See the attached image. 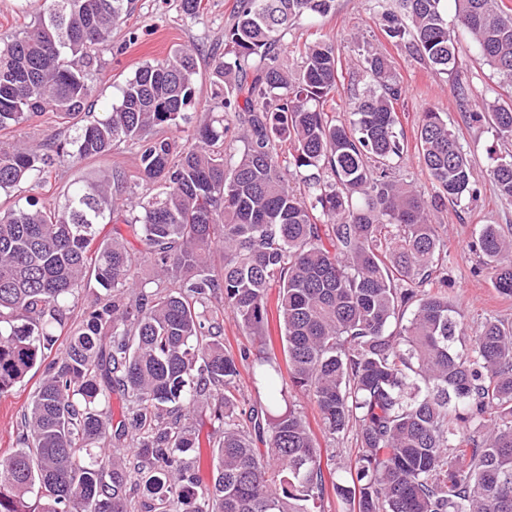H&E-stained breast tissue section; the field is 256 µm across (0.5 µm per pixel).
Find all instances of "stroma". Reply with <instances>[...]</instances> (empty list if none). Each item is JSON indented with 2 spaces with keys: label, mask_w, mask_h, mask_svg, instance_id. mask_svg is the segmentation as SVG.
<instances>
[{
  "label": "stroma",
  "mask_w": 512,
  "mask_h": 512,
  "mask_svg": "<svg viewBox=\"0 0 512 512\" xmlns=\"http://www.w3.org/2000/svg\"><path fill=\"white\" fill-rule=\"evenodd\" d=\"M204 11L198 19L185 18L177 11L175 0H134V9L125 21L112 32V40L100 52L101 74L91 99L95 114L110 111L118 101V87L134 76L143 65L172 55L182 47L195 50L199 55V73L195 91L198 106L193 111L194 122H202L216 100L211 97L210 67L214 56L224 52V31L234 19L236 0H203ZM380 10L375 0H336V9L327 17L302 23L289 30L285 37L288 61L297 64L299 49L304 42L324 39L333 42L343 65V77L336 94L338 120L350 117L346 102L350 96V80L364 42H380ZM137 33L136 42H129L130 33ZM458 68L455 73L440 75L425 64L413 60L405 48L390 47L395 72L406 89L397 104L398 132L403 135L409 149L396 166L397 177L415 182L425 198L435 193L433 182L416 148L419 117L425 109L436 107L446 112L449 126L456 131L469 153L473 178L479 189L477 197L461 206L447 205L433 212V223L447 243L448 299L463 310L469 331H476L485 318L494 317L512 323V299L502 297L494 288V269L480 264L470 248L475 233L482 224L512 226V202L497 196L490 171L498 155L511 151L512 142L498 139L488 119L473 120V113L482 111L484 102L499 100L512 102V82L504 80L487 65L466 33H458ZM463 81L468 88L466 99L454 92L455 81ZM118 169L124 172L127 184L139 183L134 156L127 145L114 147L111 154L101 160L78 165L63 164L56 170L57 177L49 190L50 196L62 199L64 191L76 182ZM479 274H472V267ZM224 347L232 354L248 352L250 356H280L281 340L278 332H271L269 341L247 335L239 326L231 310H224ZM39 380L38 373H30L25 381L8 394L0 396V453L16 445V424L21 411ZM295 401L307 416L311 428L322 447L334 455L336 461L348 459L356 446L354 432L336 437L326 436L315 405L305 396ZM190 424L199 446L190 457L201 485H209L213 473L210 442L217 425L207 407L196 409Z\"/></svg>",
  "instance_id": "stroma-1"
}]
</instances>
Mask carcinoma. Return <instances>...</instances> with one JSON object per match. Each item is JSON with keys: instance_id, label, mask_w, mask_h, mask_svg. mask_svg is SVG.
Returning <instances> with one entry per match:
<instances>
[{"instance_id": "carcinoma-1", "label": "carcinoma", "mask_w": 512, "mask_h": 512, "mask_svg": "<svg viewBox=\"0 0 512 512\" xmlns=\"http://www.w3.org/2000/svg\"><path fill=\"white\" fill-rule=\"evenodd\" d=\"M35 2L33 20L0 49V132L86 112L100 50L132 4ZM377 4L385 39L440 74L456 70L448 0ZM454 4L457 26L512 81V15L498 0ZM334 6L237 0L211 66L222 112L189 142L166 135L191 123L198 63L186 49L139 68L119 104L70 139L32 148L0 137V191L42 188L59 164L118 144L134 149L150 187L139 194L116 171L61 204L0 206V395L43 369L16 447L0 454V512H324L332 458L286 385L317 406L327 434L355 429V458L332 482L347 512H512V325L488 318L457 347L464 316L443 292L444 244L429 219L477 196L467 151L430 107L416 140L434 197L395 176L407 149L396 132L404 87L379 47L358 59L364 87L349 123L325 112L342 67L335 46H305L294 67L281 47L298 21ZM487 109L511 141L512 103ZM491 174L511 201L512 154ZM118 222L141 250L117 231L101 235ZM472 250L511 298L512 234L483 224ZM92 281L75 318L76 293ZM214 299L253 336L270 313L278 319L288 378L270 358L252 365L267 404L251 410L250 431L232 394L243 359L224 350ZM115 392L127 407L114 424ZM204 404L221 435L203 489L186 454L196 445L189 412Z\"/></svg>"}]
</instances>
